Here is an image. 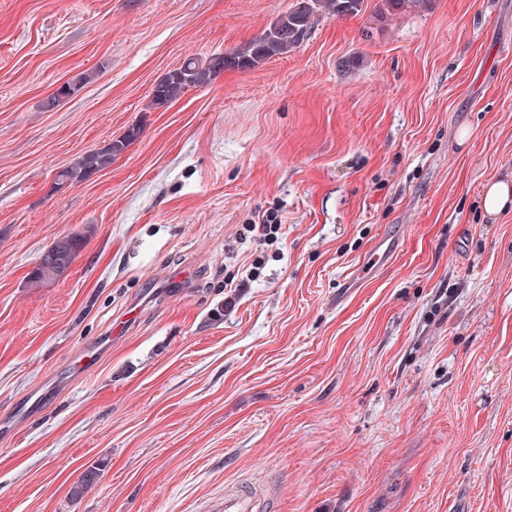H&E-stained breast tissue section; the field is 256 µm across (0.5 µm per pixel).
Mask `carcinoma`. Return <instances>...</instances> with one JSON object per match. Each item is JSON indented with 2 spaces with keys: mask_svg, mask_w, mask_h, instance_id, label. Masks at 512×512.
<instances>
[{
  "mask_svg": "<svg viewBox=\"0 0 512 512\" xmlns=\"http://www.w3.org/2000/svg\"><path fill=\"white\" fill-rule=\"evenodd\" d=\"M429 0H381V15H392L407 8H423ZM364 0H301L297 7L279 15L258 36L246 42L239 50L229 54H214L201 60L188 58L183 64L168 71L157 81L152 90V104L157 107L168 106L179 100L191 87H200L209 83L226 69L254 68L272 58L282 56L299 47L308 36L315 18L336 14L354 16L363 6ZM88 80V75L64 83L63 87L51 95L47 107L51 108L62 99L73 95ZM139 130L131 128L128 132L107 144L98 151L83 155L78 160L61 167V174L70 185L81 184L92 174L112 164V159L120 155L138 136ZM54 257H46L56 267L57 277H62L69 261L76 258L83 242L75 235H66L55 241Z\"/></svg>",
  "mask_w": 512,
  "mask_h": 512,
  "instance_id": "cac0c4a2",
  "label": "carcinoma"
}]
</instances>
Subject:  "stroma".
<instances>
[{
  "label": "stroma",
  "mask_w": 512,
  "mask_h": 512,
  "mask_svg": "<svg viewBox=\"0 0 512 512\" xmlns=\"http://www.w3.org/2000/svg\"><path fill=\"white\" fill-rule=\"evenodd\" d=\"M298 2L0 0V512H512V0H364L152 106ZM138 134V129H129L124 136L109 142L103 149L89 152L78 160L63 165L60 168L61 174L72 186L83 183L92 174L111 165L112 159L123 153ZM481 199L484 212L491 217L508 212L512 207V180L491 182L485 186ZM281 229V221H278L277 215L271 214L263 218L262 224H247L243 230L247 234H252L260 245H273L278 241V232ZM53 244L57 247L56 251L53 253L56 257L51 259L48 255L45 258V262L48 261L47 263L49 264V260H52V263L56 267L57 279H60L66 273L69 261H71V259L75 260L77 254L81 251L83 242L75 235H66Z\"/></svg>",
  "instance_id": "35a3bbf8"
}]
</instances>
